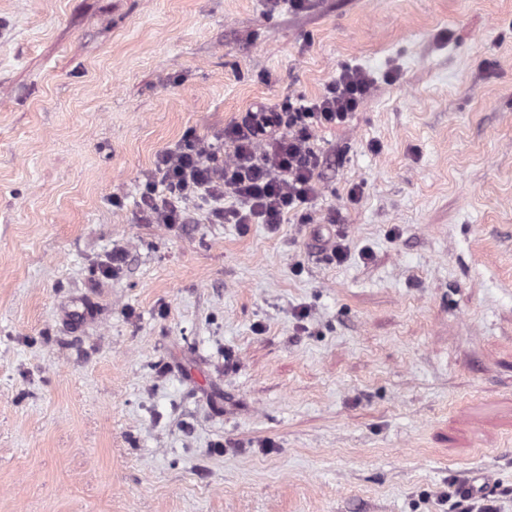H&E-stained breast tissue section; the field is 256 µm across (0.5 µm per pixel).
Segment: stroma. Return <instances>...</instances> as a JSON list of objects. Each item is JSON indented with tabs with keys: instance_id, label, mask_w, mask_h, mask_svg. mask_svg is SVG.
<instances>
[{
	"instance_id": "1",
	"label": "stroma",
	"mask_w": 512,
	"mask_h": 512,
	"mask_svg": "<svg viewBox=\"0 0 512 512\" xmlns=\"http://www.w3.org/2000/svg\"><path fill=\"white\" fill-rule=\"evenodd\" d=\"M351 67L311 204L141 220L161 151ZM455 476L512 512V0H0V512H470Z\"/></svg>"
}]
</instances>
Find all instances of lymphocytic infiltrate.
<instances>
[{
  "label": "lymphocytic infiltrate",
  "instance_id": "f902f5d3",
  "mask_svg": "<svg viewBox=\"0 0 512 512\" xmlns=\"http://www.w3.org/2000/svg\"><path fill=\"white\" fill-rule=\"evenodd\" d=\"M371 89L363 72L346 69L316 98L289 99L283 112L245 113L225 127L223 141L183 140L159 156L144 208L157 224L185 223L180 205L186 201L222 223H281L288 209L318 194L315 175L323 157L311 144L315 130L345 124ZM227 195L237 200L236 208H221Z\"/></svg>",
  "mask_w": 512,
  "mask_h": 512
}]
</instances>
